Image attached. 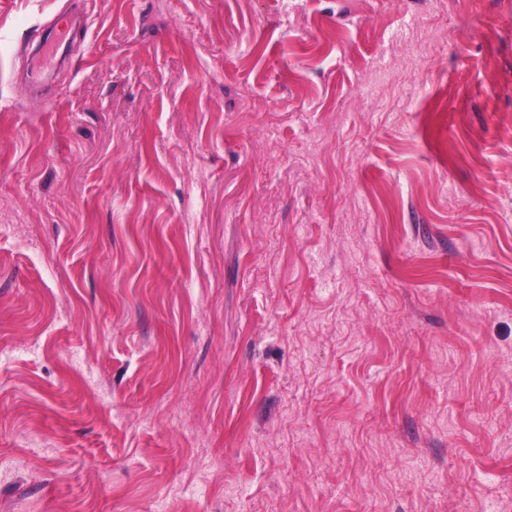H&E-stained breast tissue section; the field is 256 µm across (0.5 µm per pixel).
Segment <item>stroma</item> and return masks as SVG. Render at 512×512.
Returning a JSON list of instances; mask_svg holds the SVG:
<instances>
[{
    "mask_svg": "<svg viewBox=\"0 0 512 512\" xmlns=\"http://www.w3.org/2000/svg\"><path fill=\"white\" fill-rule=\"evenodd\" d=\"M0 512H512V0H0Z\"/></svg>",
    "mask_w": 512,
    "mask_h": 512,
    "instance_id": "35a3bbf8",
    "label": "stroma"
}]
</instances>
